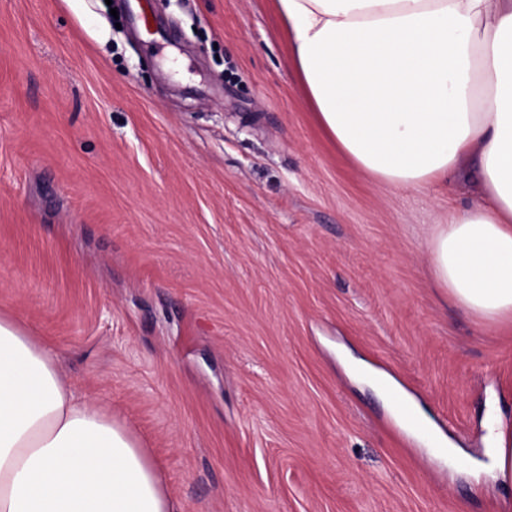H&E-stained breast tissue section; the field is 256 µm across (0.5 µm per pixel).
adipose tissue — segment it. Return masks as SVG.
Instances as JSON below:
<instances>
[{
  "label": "adipose tissue",
  "instance_id": "adipose-tissue-1",
  "mask_svg": "<svg viewBox=\"0 0 512 512\" xmlns=\"http://www.w3.org/2000/svg\"><path fill=\"white\" fill-rule=\"evenodd\" d=\"M308 100L374 179L421 191L462 160L480 188L430 245L476 318L512 322V0H276ZM488 469L512 483V431L488 416ZM0 512H186L138 441L0 316Z\"/></svg>",
  "mask_w": 512,
  "mask_h": 512
}]
</instances>
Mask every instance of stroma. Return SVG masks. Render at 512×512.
<instances>
[{
	"label": "stroma",
	"mask_w": 512,
	"mask_h": 512,
	"mask_svg": "<svg viewBox=\"0 0 512 512\" xmlns=\"http://www.w3.org/2000/svg\"><path fill=\"white\" fill-rule=\"evenodd\" d=\"M0 0V315L62 356L189 512H512V324L320 126L274 0ZM407 393L458 446L395 413ZM390 394H391V398L393 399V402H394L395 410L401 415V417L404 420V423L407 426L425 430L429 434L430 438L432 439V441L436 444V446L438 448H445V451L448 454V459H454L456 457L455 452L458 449L452 447V445H451L452 443L449 439H446L442 435L435 433L429 427L428 420L422 414V412L419 410V408L417 407V405L415 404V402L412 399L408 398L407 396H405L402 392L398 391L397 389L394 390L393 392H391ZM404 409H410L416 415L418 427L410 426L406 422L405 418L402 415V411ZM486 428L487 468L494 479L508 485L512 483V431L504 429L492 411L488 412Z\"/></svg>",
	"instance_id": "1"
}]
</instances>
